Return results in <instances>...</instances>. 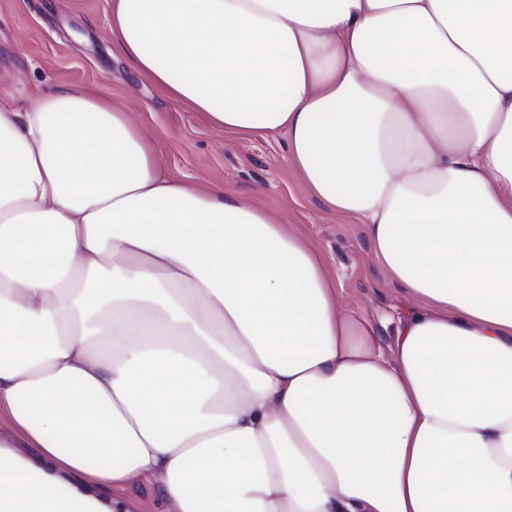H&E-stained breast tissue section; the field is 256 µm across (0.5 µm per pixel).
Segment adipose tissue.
<instances>
[{"mask_svg": "<svg viewBox=\"0 0 512 512\" xmlns=\"http://www.w3.org/2000/svg\"><path fill=\"white\" fill-rule=\"evenodd\" d=\"M120 54L284 133L414 304L161 171L100 91L0 100V512H512V0H111Z\"/></svg>", "mask_w": 512, "mask_h": 512, "instance_id": "obj_1", "label": "adipose tissue"}]
</instances>
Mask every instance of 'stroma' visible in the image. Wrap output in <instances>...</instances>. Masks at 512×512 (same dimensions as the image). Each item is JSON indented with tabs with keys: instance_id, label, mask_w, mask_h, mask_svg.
Here are the masks:
<instances>
[{
	"instance_id": "1",
	"label": "stroma",
	"mask_w": 512,
	"mask_h": 512,
	"mask_svg": "<svg viewBox=\"0 0 512 512\" xmlns=\"http://www.w3.org/2000/svg\"><path fill=\"white\" fill-rule=\"evenodd\" d=\"M109 2L0 0V98L21 109L40 92L103 89L155 142L166 174L224 189L296 226L323 254L340 304L387 347L411 302L386 282L363 226L308 196L284 136L227 137L140 78L112 44Z\"/></svg>"
}]
</instances>
